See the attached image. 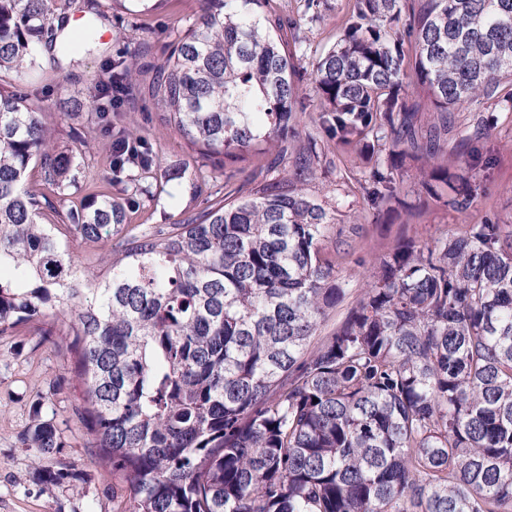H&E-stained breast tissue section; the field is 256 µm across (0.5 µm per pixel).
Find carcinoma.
<instances>
[{
  "label": "carcinoma",
  "mask_w": 512,
  "mask_h": 512,
  "mask_svg": "<svg viewBox=\"0 0 512 512\" xmlns=\"http://www.w3.org/2000/svg\"><path fill=\"white\" fill-rule=\"evenodd\" d=\"M54 2L0 0V335L33 324L42 342L73 337L79 420L116 478V512H512V224L356 259L366 288L313 346L347 288L324 252L339 202L306 189L321 137L354 149L372 223L400 217L409 159L426 198L468 211L492 123L457 132L465 174L439 162L441 137L450 112L512 102V0H349L309 72L299 23L271 0H200L150 85L159 127L214 171L274 159L247 194L226 182L203 209L139 233L128 221L145 182L204 173L163 169L122 127L117 140L144 148L105 149L119 198L62 205L85 157L58 149L14 84L39 54L56 64L70 50ZM138 73L134 53L112 61L70 108L112 126V84L130 90ZM425 106L436 118L420 136ZM305 113L319 137L303 142ZM33 164L57 200L24 187ZM79 240L106 245L105 276L77 267ZM50 403L20 435L40 454L64 447ZM39 475L79 479L71 463Z\"/></svg>",
  "instance_id": "obj_1"
}]
</instances>
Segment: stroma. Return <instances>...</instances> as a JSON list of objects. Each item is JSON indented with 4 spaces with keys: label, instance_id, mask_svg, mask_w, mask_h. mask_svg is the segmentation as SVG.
I'll use <instances>...</instances> for the list:
<instances>
[{
    "label": "stroma",
    "instance_id": "1",
    "mask_svg": "<svg viewBox=\"0 0 512 512\" xmlns=\"http://www.w3.org/2000/svg\"><path fill=\"white\" fill-rule=\"evenodd\" d=\"M103 13L96 39L75 58H62L60 65L43 61L32 70L23 90L41 108L42 116L56 129L60 145H75L88 162L79 175L81 184L102 186L103 147L108 135L97 118L81 114L77 120L58 116L61 94L78 99L93 97L96 82L106 65L127 53H136L141 65L137 85L124 106L112 116L113 127L134 122L142 129L149 147L164 166L204 162L175 130L159 131V109L149 95V82L159 69L174 41L178 25L192 20L200 10L199 0H163L157 9L129 15L111 7L110 0H98ZM304 0H272L273 11L302 20L301 35L307 53L301 68L311 69L316 57L337 39L336 19L346 9L347 0H327L323 20L303 21ZM492 115L493 129L483 142L489 165L475 170L480 186L471 209L458 213L427 202L416 178L414 162H407L401 180V197L409 212L406 223L376 224L365 210L363 191L358 183L361 169L354 155L338 153L332 143L322 146L321 163L308 191L320 200L340 202L336 222L330 228L326 250L336 262L339 276L349 277V293L344 304L333 309L319 329L327 335L344 316L348 303L363 292L364 281L354 263L361 256L372 261L386 253L403 237L431 240L467 224L491 220L512 224V103L488 102L480 110L455 113L456 128L474 126L482 116ZM223 178H213L195 188L189 179H173L164 186L156 201L145 204L135 216L143 227L169 224L185 212L202 209L209 194L223 191ZM53 389L52 401L57 420L65 432V446L43 455V467L54 469L63 462H74L88 474L86 482L47 484L40 480L32 464L33 449L23 447L19 434L28 426L32 404L46 389ZM83 406L82 388L74 377V355L66 346L39 344L31 327L0 335V512H114L112 472L98 461L77 413Z\"/></svg>",
    "mask_w": 512,
    "mask_h": 512
}]
</instances>
